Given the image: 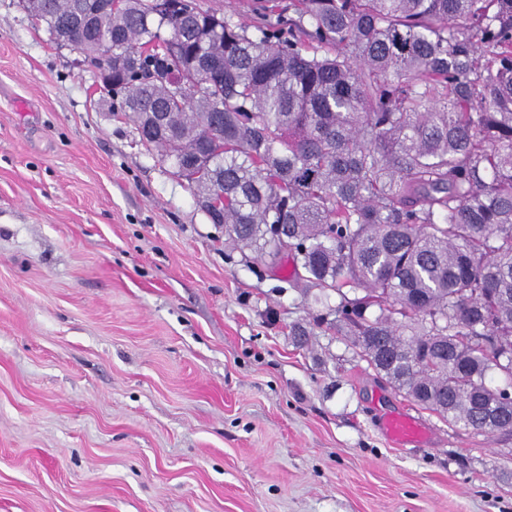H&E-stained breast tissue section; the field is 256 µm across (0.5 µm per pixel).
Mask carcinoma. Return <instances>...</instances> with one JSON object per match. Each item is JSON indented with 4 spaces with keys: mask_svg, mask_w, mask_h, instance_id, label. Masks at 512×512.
Returning <instances> with one entry per match:
<instances>
[{
    "mask_svg": "<svg viewBox=\"0 0 512 512\" xmlns=\"http://www.w3.org/2000/svg\"><path fill=\"white\" fill-rule=\"evenodd\" d=\"M96 0H25L51 36ZM112 0L73 48L224 243L339 298L317 327L455 427L512 436V0ZM163 112L165 123L153 124ZM498 373L505 386L492 384ZM251 0H197L204 9H214L222 14H232L235 20L249 22L253 14L250 11Z\"/></svg>",
    "mask_w": 512,
    "mask_h": 512,
    "instance_id": "cac0c4a2",
    "label": "carcinoma"
}]
</instances>
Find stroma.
Listing matches in <instances>:
<instances>
[{
    "instance_id": "stroma-1",
    "label": "stroma",
    "mask_w": 512,
    "mask_h": 512,
    "mask_svg": "<svg viewBox=\"0 0 512 512\" xmlns=\"http://www.w3.org/2000/svg\"><path fill=\"white\" fill-rule=\"evenodd\" d=\"M0 0V512H512V440L451 429L295 322L325 313ZM425 441L393 445L385 412Z\"/></svg>"
}]
</instances>
